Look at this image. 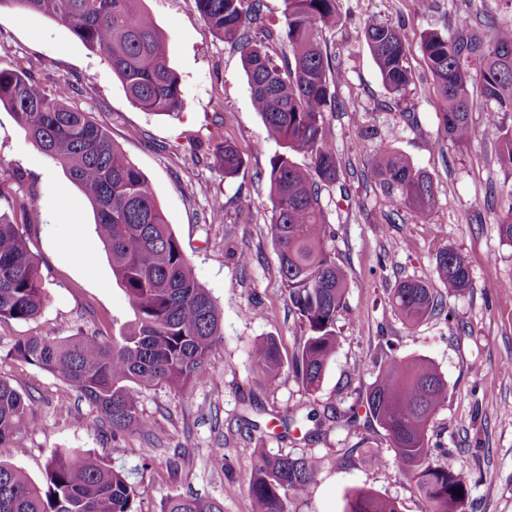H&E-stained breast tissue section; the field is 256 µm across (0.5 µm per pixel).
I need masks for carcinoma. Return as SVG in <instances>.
I'll return each mask as SVG.
<instances>
[{
    "mask_svg": "<svg viewBox=\"0 0 512 512\" xmlns=\"http://www.w3.org/2000/svg\"><path fill=\"white\" fill-rule=\"evenodd\" d=\"M282 2L292 53L285 66L251 38L250 29L264 21L263 0H194V5L216 34L240 51L253 109L263 120L266 138L282 148L270 159L268 171V233L305 332L291 368L313 394L336 354V319L348 287L346 271L326 249L328 222L322 206V194L336 185L340 165L324 132L326 113L336 110V67L319 34L335 27L341 14L339 0ZM4 7L55 18L104 56L140 109L160 116L182 109L181 79L168 64L165 37L142 0H0V9ZM362 32L383 86L401 96L413 81L401 28L368 18ZM421 50L441 103L440 124L448 143L463 147L478 138L470 113L479 108L485 112L483 135H496L499 158L512 167V125L503 121L512 113V27L497 25L485 40L472 33L463 17L450 37L438 31L423 35ZM74 93L69 81L44 90L24 70L0 69V107L12 113L88 200L95 233L135 319L110 343L83 333L66 339L33 336L18 341L13 352L74 388L96 412L89 427L148 438L153 423L139 410L132 386L165 384L181 391L198 380L222 339V312L195 279L143 173L105 128L70 104ZM294 151L309 154L307 167L291 160ZM211 159L226 178L235 177L244 164L227 140L214 145ZM370 173L396 211L409 212L418 222L438 204L432 177L402 152L376 150ZM506 195L507 209L497 224L502 241L512 245V188ZM31 206L32 201L20 198L11 202L14 216L0 212V320L33 319L47 299L39 263L15 217L17 212L26 216ZM436 274L450 293L473 287L466 259L453 247L436 255ZM391 302L403 320L415 324L442 305V296L425 282L406 280L394 288ZM250 357L272 379L283 366L271 337L255 342ZM447 400V383L428 360L386 352L364 406L368 420L388 437L393 463L429 502L430 512H465L469 478L437 464L435 458L448 449L431 447L428 438L430 420ZM30 410L22 394L0 378V448L15 446L29 429ZM319 471L314 456L260 451L246 487L254 512H290V495L315 482ZM45 475L46 483L39 485L22 468L0 460V512H138L128 473L104 459L78 451L56 453ZM160 512H224V506L172 495ZM347 512L398 510L393 501L363 490L353 495Z\"/></svg>",
    "mask_w": 512,
    "mask_h": 512,
    "instance_id": "obj_1",
    "label": "carcinoma"
}]
</instances>
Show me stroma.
I'll use <instances>...</instances> for the list:
<instances>
[{
	"mask_svg": "<svg viewBox=\"0 0 512 512\" xmlns=\"http://www.w3.org/2000/svg\"><path fill=\"white\" fill-rule=\"evenodd\" d=\"M166 38L185 104L174 117L142 111L127 97L106 60L48 16L0 11V69L24 68L43 88L68 79L72 103L106 128L147 178L191 260L198 283L223 313L224 336L208 370L185 391L135 389L155 436L90 431V405L68 384L15 358L14 344L30 336L64 338L81 332L103 340L132 320L128 299L94 232L93 213L63 168L38 150L11 112L0 109V189L29 197L25 238L39 259L49 299L28 321L0 320V378L29 400L33 429L0 459L44 482L48 459L81 450L131 472L138 512H159L169 495H198L224 512H252L243 482L257 450L312 455L321 462L313 484L298 492L292 512H346L361 489L396 501L399 512L430 505L392 465L384 431L369 422L364 400L380 371L382 349L431 361L448 385V402L433 416L431 443L447 448L439 463L470 479L466 512H512V246L496 219L512 170L497 160L495 137L466 147L443 142L440 105L421 52L429 30L454 34L469 15L475 34L490 29V0H339L338 28L320 41L336 65V109L326 115L327 139L340 164L338 184L323 194L326 246L348 274L345 307L336 322L337 351L319 390L307 394L291 368L277 378L255 366L249 351L275 337L291 359L304 330L290 311L277 250L267 234L272 216L267 173L277 144L265 138L254 111L239 51L200 17L193 0H143ZM399 25L409 44L414 81L401 97L383 87L361 36L367 18ZM236 145L244 159L231 179L214 167L216 142ZM391 148L427 171L439 205L426 222L395 213L370 173L372 154ZM21 170L22 181L12 173ZM220 224L208 223L213 209ZM459 250L473 286L445 296L443 308L415 325L391 304L405 280L436 284V255ZM251 261L241 265L240 252ZM360 375H353L355 362ZM333 408L340 419L311 434V422L283 425L289 411ZM226 457L229 469L217 466Z\"/></svg>",
	"mask_w": 512,
	"mask_h": 512,
	"instance_id": "obj_1",
	"label": "stroma"
}]
</instances>
